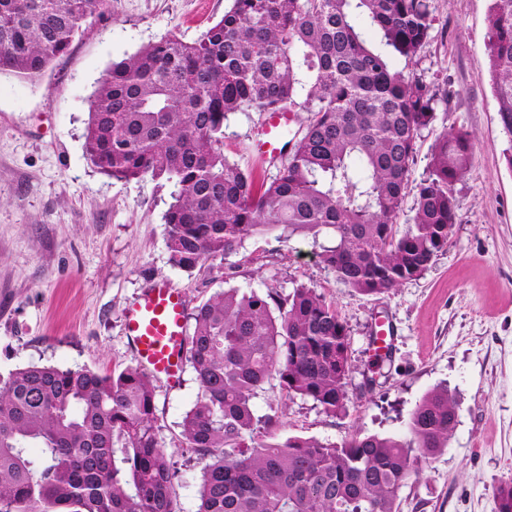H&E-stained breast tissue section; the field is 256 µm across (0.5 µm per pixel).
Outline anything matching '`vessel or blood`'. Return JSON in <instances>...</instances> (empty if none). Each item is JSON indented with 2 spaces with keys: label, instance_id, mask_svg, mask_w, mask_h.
<instances>
[{
  "label": "vessel or blood",
  "instance_id": "vessel-or-blood-1",
  "mask_svg": "<svg viewBox=\"0 0 512 512\" xmlns=\"http://www.w3.org/2000/svg\"><path fill=\"white\" fill-rule=\"evenodd\" d=\"M289 113H267L257 144L262 161L278 162L280 143L288 131ZM185 307L182 293L171 284L153 283L126 308L125 334L140 364L162 375L168 384L181 381L182 361L186 353Z\"/></svg>",
  "mask_w": 512,
  "mask_h": 512
}]
</instances>
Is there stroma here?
Returning a JSON list of instances; mask_svg holds the SVG:
<instances>
[{"label":"stroma","instance_id":"obj_1","mask_svg":"<svg viewBox=\"0 0 512 512\" xmlns=\"http://www.w3.org/2000/svg\"><path fill=\"white\" fill-rule=\"evenodd\" d=\"M229 0H108L67 54L35 82L0 75V376L28 364L118 372L136 359L124 334L129 302L150 281L180 288L187 313L230 287L292 293L305 284L333 305L350 335L345 413L290 399L278 383L253 399L258 419L278 416L269 436L342 443L354 432L404 435L432 389L447 387L458 422L448 447L423 464L401 492V512H497L499 486L512 482V138L483 71L489 0H430L432 39L418 71L450 97L423 132L411 179L419 181L437 136L475 135L473 165L457 183L458 218L448 245L421 276L394 293L366 295L337 279L312 237L272 231L247 239L224 261L185 272L168 262L163 182H129L87 159L89 96L112 62L169 34L196 39ZM261 115L237 112L224 123V152L271 182L277 166L256 160ZM405 190L394 226L403 234L415 189ZM389 323L391 362L373 338ZM375 380L372 391L359 385ZM158 438L173 456L179 512H197L201 463L181 446V424L198 396L190 363L178 386L154 378Z\"/></svg>","mask_w":512,"mask_h":512}]
</instances>
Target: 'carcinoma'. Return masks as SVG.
<instances>
[{
	"instance_id": "obj_1",
	"label": "carcinoma",
	"mask_w": 512,
	"mask_h": 512,
	"mask_svg": "<svg viewBox=\"0 0 512 512\" xmlns=\"http://www.w3.org/2000/svg\"><path fill=\"white\" fill-rule=\"evenodd\" d=\"M103 5L0 0V75L39 80ZM433 25L429 0H232L197 39L169 34L112 63L90 98L86 156L118 181L173 185L175 268L222 261L272 230L325 235L321 262L341 282L389 294L447 246L455 185L473 163V134L443 131L395 236L417 140L450 95L416 71ZM487 74L512 136V0H491ZM284 110L306 124L259 188L224 154V121ZM193 320L198 397L181 443L203 463L198 512H400L419 464L448 448L458 414L445 387L421 399L402 438L265 439L252 399L272 381L329 416L346 409L350 336L316 288H227ZM174 477L140 367L31 364L0 377V512H178Z\"/></svg>"
}]
</instances>
